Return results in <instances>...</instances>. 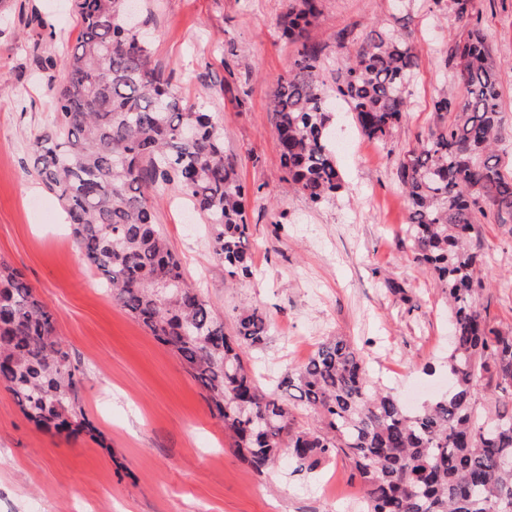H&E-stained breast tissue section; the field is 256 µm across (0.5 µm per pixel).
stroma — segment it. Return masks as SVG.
<instances>
[{
    "mask_svg": "<svg viewBox=\"0 0 512 512\" xmlns=\"http://www.w3.org/2000/svg\"><path fill=\"white\" fill-rule=\"evenodd\" d=\"M289 0H146L153 64L189 102L213 112L224 150L250 193L253 274L230 279L208 227L177 192L155 210L186 278L234 334L239 314L266 313L264 347L245 360L272 387L329 336L350 339L374 381L417 405L448 389L451 325L431 273L414 260L408 207L396 169L434 124L445 52L465 32L428 0H323L308 36L322 49L321 78L335 90L344 66L336 35L356 48L375 33L403 34L417 68L397 132L364 137L346 103H332L331 140L343 187L319 205L290 191L268 102L297 45L279 20ZM502 70L500 110L512 137V0H475ZM52 24L36 27L34 17ZM80 26L70 0H5L0 6V257L20 270L53 312L85 380L81 399L94 435L39 429L0 386V512H348L358 493L349 459L295 474L281 458L265 474L235 454L223 423L181 359L99 288L72 242L58 200L30 175V143L63 84L62 58ZM346 47V48H347ZM474 244L489 288L479 298L512 327V226L481 219ZM400 283L403 293L390 290Z\"/></svg>",
    "mask_w": 512,
    "mask_h": 512,
    "instance_id": "stroma-1",
    "label": "stroma"
}]
</instances>
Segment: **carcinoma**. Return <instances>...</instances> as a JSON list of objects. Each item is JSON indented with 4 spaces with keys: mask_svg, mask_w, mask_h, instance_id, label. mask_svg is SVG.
<instances>
[{
    "mask_svg": "<svg viewBox=\"0 0 512 512\" xmlns=\"http://www.w3.org/2000/svg\"><path fill=\"white\" fill-rule=\"evenodd\" d=\"M322 0H292L280 21L298 44L270 97L288 184L314 204L336 198L342 175L330 144L333 113L320 79L322 50L308 27ZM467 29L447 75L465 93L435 103L436 126L398 166L415 259L448 300V393L407 409L369 374L346 339L321 342L307 362L262 389L245 362L270 321L254 309L235 335L188 283L156 224L176 190L209 227V244L232 278L251 273L247 192L210 112L188 103L152 67L148 42L128 25V0H71L80 35L63 58L65 83L49 85L54 111L34 138L32 170L66 211L73 242L111 298L177 354L224 423L235 452L257 472L288 456L312 472L342 454L354 465L366 512H512V412L482 411L476 388L512 398V328L478 305L483 255L470 245L492 211L512 223V178L493 147L502 141L499 75L474 0H448ZM336 96L362 135L386 143L400 126L417 67L409 41L387 32L347 52ZM84 374L56 331L54 314L22 273L0 259V385L37 426L77 437L95 431L80 396ZM297 392L317 425L305 428L284 390Z\"/></svg>",
    "mask_w": 512,
    "mask_h": 512,
    "instance_id": "carcinoma-1",
    "label": "carcinoma"
}]
</instances>
